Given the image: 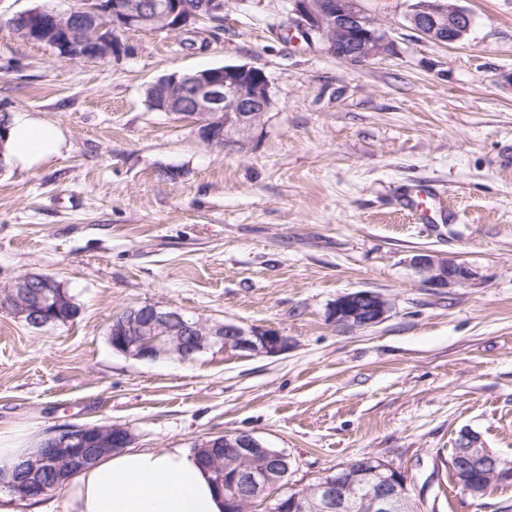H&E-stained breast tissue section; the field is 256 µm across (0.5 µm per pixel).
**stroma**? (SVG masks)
I'll use <instances>...</instances> for the list:
<instances>
[{
	"mask_svg": "<svg viewBox=\"0 0 512 512\" xmlns=\"http://www.w3.org/2000/svg\"><path fill=\"white\" fill-rule=\"evenodd\" d=\"M411 2L360 0L394 50L354 65L283 38L292 0H224L193 50L145 30L126 54L75 61L11 25L75 0H0V113L64 135L60 157L0 168V287L48 274L79 308L32 328L0 306L1 432L33 446L119 424L155 451L250 432L287 454L297 490L372 454L421 512H512V484L474 495L449 468L468 430L512 462V0H457L473 26L454 45L416 32ZM225 64L261 69L275 100L235 152L146 102L160 76ZM419 186L441 199L423 224L407 204ZM421 251L474 280L429 286L410 264ZM353 290L382 294L386 318L332 322ZM145 304L292 344L139 361L108 327Z\"/></svg>",
	"mask_w": 512,
	"mask_h": 512,
	"instance_id": "35a3bbf8",
	"label": "stroma"
}]
</instances>
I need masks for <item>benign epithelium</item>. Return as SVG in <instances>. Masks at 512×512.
I'll use <instances>...</instances> for the list:
<instances>
[{
    "mask_svg": "<svg viewBox=\"0 0 512 512\" xmlns=\"http://www.w3.org/2000/svg\"><path fill=\"white\" fill-rule=\"evenodd\" d=\"M112 27L92 30L78 21L75 12H49V29L42 35H28L26 40L60 48V58L70 59L73 47L85 48L99 58L118 57L126 44L120 35L152 28L183 32L192 28L200 15L216 19L224 14V0H109ZM292 27L299 28L312 42L317 41L337 59L362 63L393 50V40L359 5V0H294ZM414 30L441 44L464 41L472 27V17L456 5V0H416L407 16ZM155 96L161 100L160 111L176 114L192 112L195 124L209 135L201 142L225 149L250 142L267 114L275 105L269 80L264 72L248 64L225 65L201 70L193 75L170 74L154 83ZM411 266L435 288L465 285L473 276L471 269L455 259L420 253ZM56 280L41 274H26L7 290V305L27 325L42 328L54 321L45 313L42 295L56 294ZM389 302L370 290L346 292L336 298L330 319L350 328H369L385 319ZM112 349L137 360L154 361L175 357L193 359L209 349L250 352L276 356L288 350L291 338L272 329L245 328L232 321L204 323L185 316L180 310L158 305L130 308L120 322L112 326ZM131 433L121 425H69L45 437L29 457L33 470L51 477L67 472L74 463H90L100 452L128 447ZM198 448H232L236 458L252 466L230 475L219 462L212 469L231 491L241 508H255L275 499L264 493L277 489L285 454L275 453L251 433L206 439ZM451 465L466 478L481 469L498 482H512V462L502 460L480 441L463 451L455 450ZM338 475L322 480L314 487L313 507L317 512H344L345 492L363 489L362 507L368 512H398L407 500L408 488L401 472L375 455H365L351 465L336 468ZM309 499L293 492L279 501L278 512H304Z\"/></svg>",
    "mask_w": 512,
    "mask_h": 512,
    "instance_id": "7a95c632",
    "label": "benign epithelium"
}]
</instances>
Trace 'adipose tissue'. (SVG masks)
Here are the masks:
<instances>
[{
    "mask_svg": "<svg viewBox=\"0 0 512 512\" xmlns=\"http://www.w3.org/2000/svg\"><path fill=\"white\" fill-rule=\"evenodd\" d=\"M60 129L27 113L6 132L5 161L30 168L61 156ZM63 512H224V494L195 452L119 450L78 469L62 485Z\"/></svg>",
    "mask_w": 512,
    "mask_h": 512,
    "instance_id": "1",
    "label": "adipose tissue"
}]
</instances>
